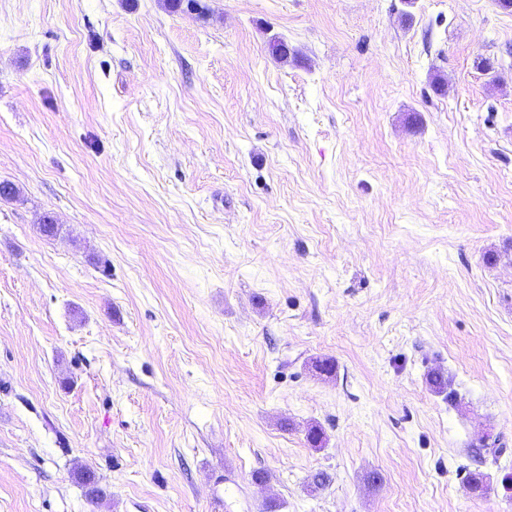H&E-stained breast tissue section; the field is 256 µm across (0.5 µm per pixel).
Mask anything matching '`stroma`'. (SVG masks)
Returning <instances> with one entry per match:
<instances>
[{"mask_svg":"<svg viewBox=\"0 0 512 512\" xmlns=\"http://www.w3.org/2000/svg\"><path fill=\"white\" fill-rule=\"evenodd\" d=\"M201 3L0 0V512H512V8Z\"/></svg>","mask_w":512,"mask_h":512,"instance_id":"stroma-1","label":"stroma"}]
</instances>
